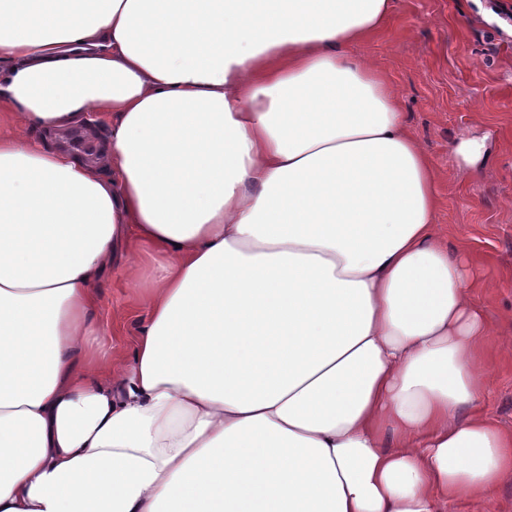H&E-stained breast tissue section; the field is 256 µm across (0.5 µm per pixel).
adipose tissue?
Masks as SVG:
<instances>
[{
  "label": "adipose tissue",
  "instance_id": "adipose-tissue-1",
  "mask_svg": "<svg viewBox=\"0 0 512 512\" xmlns=\"http://www.w3.org/2000/svg\"><path fill=\"white\" fill-rule=\"evenodd\" d=\"M390 0H0V512H448L512 475L493 329L396 91ZM148 252L99 362L94 281ZM79 129L83 130L84 132L77 134L79 139L76 142H74L75 135L64 134L65 132H67L69 130L50 132L49 134L42 133L39 131L30 133L26 127L24 129H21V131L24 134H28L32 139L44 141L50 146H54V145L63 146L62 143L67 142L70 146L84 150L88 144L89 148H88V150H86V152H77V151L68 149L66 147L65 148L73 153L85 156L89 161L96 164L97 163L96 148H97L98 144L103 143L107 139V137H108L107 126H106V124H102V125L95 126L94 128H91V129H86V128H79ZM509 336H490L485 359L489 385L476 409L505 429L512 430V345Z\"/></svg>",
  "mask_w": 512,
  "mask_h": 512
}]
</instances>
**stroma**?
<instances>
[{
    "instance_id": "35a3bbf8",
    "label": "stroma",
    "mask_w": 512,
    "mask_h": 512,
    "mask_svg": "<svg viewBox=\"0 0 512 512\" xmlns=\"http://www.w3.org/2000/svg\"><path fill=\"white\" fill-rule=\"evenodd\" d=\"M512 0H391L381 29L349 46L396 90L405 123L438 177L436 222L450 252H466L471 298L494 327L512 319ZM484 140L488 159L469 167L453 151L461 134ZM136 268L107 269L95 282L96 328L88 351L130 353L148 320ZM489 385L477 408L512 430V345L489 337Z\"/></svg>"
}]
</instances>
